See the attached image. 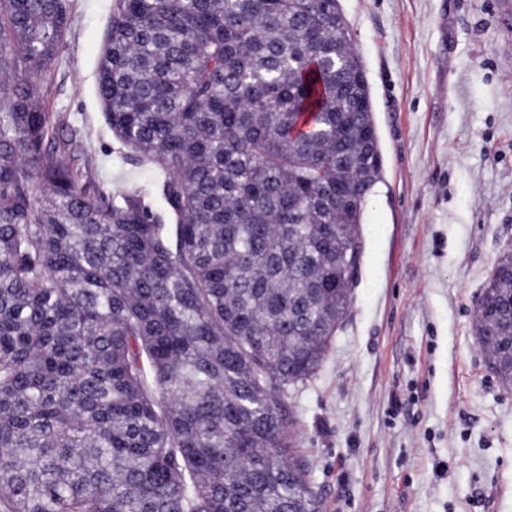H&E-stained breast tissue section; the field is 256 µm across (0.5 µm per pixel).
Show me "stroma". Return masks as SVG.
<instances>
[{"mask_svg":"<svg viewBox=\"0 0 512 512\" xmlns=\"http://www.w3.org/2000/svg\"><path fill=\"white\" fill-rule=\"evenodd\" d=\"M43 102L141 186L96 96L116 0H71ZM371 89L383 178L360 227L350 311L292 391L323 512H512V382L478 345L475 301L512 253V0H339Z\"/></svg>","mask_w":512,"mask_h":512,"instance_id":"stroma-1","label":"stroma"}]
</instances>
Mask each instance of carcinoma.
I'll return each mask as SVG.
<instances>
[{
  "label": "carcinoma",
  "mask_w": 512,
  "mask_h": 512,
  "mask_svg": "<svg viewBox=\"0 0 512 512\" xmlns=\"http://www.w3.org/2000/svg\"><path fill=\"white\" fill-rule=\"evenodd\" d=\"M69 12L0 0V512H323L288 397L382 171L339 0H118L97 96L172 224L40 102Z\"/></svg>",
  "instance_id": "obj_1"
}]
</instances>
